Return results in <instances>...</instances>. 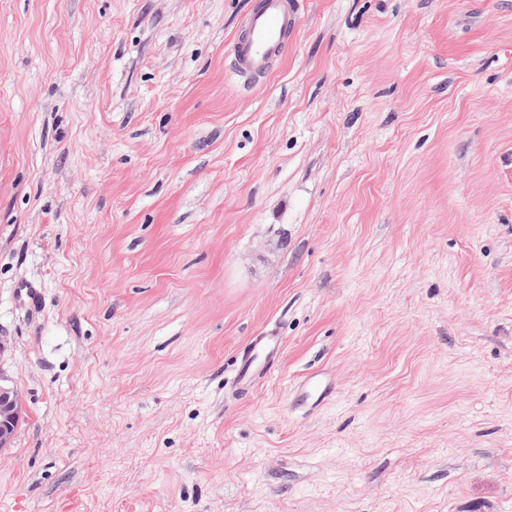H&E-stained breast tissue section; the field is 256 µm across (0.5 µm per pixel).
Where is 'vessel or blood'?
I'll return each instance as SVG.
<instances>
[{"mask_svg":"<svg viewBox=\"0 0 512 512\" xmlns=\"http://www.w3.org/2000/svg\"><path fill=\"white\" fill-rule=\"evenodd\" d=\"M294 0H260L234 42L231 63L236 74L262 75L269 71L295 26Z\"/></svg>","mask_w":512,"mask_h":512,"instance_id":"b4317fda","label":"vessel or blood"}]
</instances>
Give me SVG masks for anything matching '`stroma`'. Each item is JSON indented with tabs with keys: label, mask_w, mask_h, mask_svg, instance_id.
<instances>
[{
	"label": "stroma",
	"mask_w": 512,
	"mask_h": 512,
	"mask_svg": "<svg viewBox=\"0 0 512 512\" xmlns=\"http://www.w3.org/2000/svg\"><path fill=\"white\" fill-rule=\"evenodd\" d=\"M255 4L0 0V512H512V0ZM293 0H260L234 42L231 64L237 75H262L283 50L296 24ZM23 409L22 392L0 372V450L11 445Z\"/></svg>",
	"instance_id": "stroma-1"
}]
</instances>
